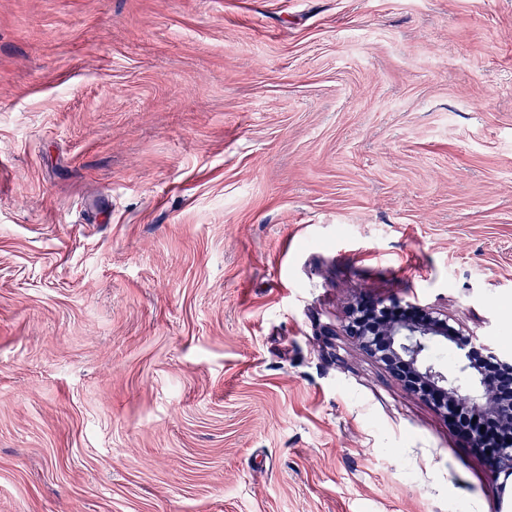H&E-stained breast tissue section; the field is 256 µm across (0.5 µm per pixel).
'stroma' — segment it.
Returning <instances> with one entry per match:
<instances>
[{"instance_id":"1","label":"stroma","mask_w":512,"mask_h":512,"mask_svg":"<svg viewBox=\"0 0 512 512\" xmlns=\"http://www.w3.org/2000/svg\"><path fill=\"white\" fill-rule=\"evenodd\" d=\"M364 301L512 354V0H0V512H512Z\"/></svg>"}]
</instances>
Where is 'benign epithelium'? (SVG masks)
<instances>
[{
  "label": "benign epithelium",
  "mask_w": 512,
  "mask_h": 512,
  "mask_svg": "<svg viewBox=\"0 0 512 512\" xmlns=\"http://www.w3.org/2000/svg\"><path fill=\"white\" fill-rule=\"evenodd\" d=\"M424 318L395 319L377 323L357 315L347 325L348 333L373 359L382 363L413 394L434 399L438 405L446 400L464 404L475 416L497 424L502 435L494 447H488L481 422L465 432L472 448H489V463L496 475L512 476V356L503 354L484 338L459 333L454 347L459 357L456 372L436 364L432 349L448 340L447 320L414 305ZM492 364L496 373L478 369L475 358Z\"/></svg>",
  "instance_id": "obj_1"
}]
</instances>
